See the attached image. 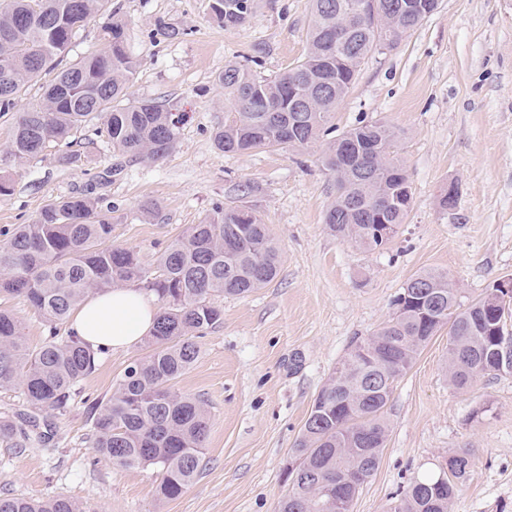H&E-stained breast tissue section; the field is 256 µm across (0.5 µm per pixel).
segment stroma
<instances>
[{"instance_id": "35a3bbf8", "label": "stroma", "mask_w": 512, "mask_h": 512, "mask_svg": "<svg viewBox=\"0 0 512 512\" xmlns=\"http://www.w3.org/2000/svg\"><path fill=\"white\" fill-rule=\"evenodd\" d=\"M112 6L138 59L130 96L178 116L176 146L156 161L123 159L88 126L74 136L81 163L60 164L48 151L17 166L5 155L13 117L0 115V173L11 187L0 195V240L97 177L115 208L113 242L144 264L215 206H245L269 224L279 274L249 296L224 298L223 324L199 338L198 359L175 385L209 411L200 472L180 497H157L159 469L113 466L88 442V406L111 396L129 363L146 354L143 342L100 356L71 411L53 418L48 444L0 445V494L65 497L88 512H275L318 391L352 342L388 321L410 277L448 272L465 305L512 277V0H442L397 45L365 60L334 112L337 131L364 117L398 135L413 202L398 236L371 252L325 226L336 182L321 145L227 154L213 142L230 117L217 75L230 62L263 78L296 64L310 0H256L236 29L211 20L208 0ZM160 19L180 37L152 38ZM451 180L459 196L445 210L440 195ZM147 202L153 212H144ZM385 418L379 467L351 512H391L411 481L438 476L463 448L473 462L450 512H512V374L454 387L448 335L439 332L395 380Z\"/></svg>"}]
</instances>
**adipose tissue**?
Masks as SVG:
<instances>
[{"instance_id": "ef3b65f1", "label": "adipose tissue", "mask_w": 512, "mask_h": 512, "mask_svg": "<svg viewBox=\"0 0 512 512\" xmlns=\"http://www.w3.org/2000/svg\"><path fill=\"white\" fill-rule=\"evenodd\" d=\"M157 315L156 306L138 287H115L92 294L76 307L70 328L93 348L118 351L149 336Z\"/></svg>"}]
</instances>
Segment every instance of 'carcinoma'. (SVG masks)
<instances>
[{"instance_id":"1","label":"carcinoma","mask_w":512,"mask_h":512,"mask_svg":"<svg viewBox=\"0 0 512 512\" xmlns=\"http://www.w3.org/2000/svg\"><path fill=\"white\" fill-rule=\"evenodd\" d=\"M409 2L311 0L307 50L293 67L264 79L234 62L216 77L232 117L215 131V146L246 153L323 142L324 164L336 179L325 224L364 251L391 242L378 225L404 223L412 191L387 123L362 118L338 134L330 118L362 62L378 50L364 34L374 18L387 12L408 31L429 18L407 11ZM208 8L220 26L239 28L254 13L255 0H209ZM96 17L103 19L102 48L69 58L80 31ZM137 68L112 0H0V113H16L10 159L20 165L63 146L58 160L76 165L82 156L69 137L93 121L100 122L96 133L125 156L167 155L178 121L155 100L130 99ZM51 72L40 101L18 109L26 85ZM345 145L353 161L347 168L339 160ZM112 230V204L88 189L47 204L0 242V294L24 298L49 326V339L32 348L23 324L0 311V389H20L28 404L26 412L0 413V443L24 448L33 434L50 439L41 414H66L79 382L96 367L97 352L69 331L59 335L58 325L90 294L144 281L162 303L149 352L126 367L106 401L92 405L90 442L117 467L159 468L158 495L173 500L196 477L208 430L205 402L175 384L199 356L196 339L223 323L218 298L268 286L277 277L280 251L269 225L243 206H216L163 250L151 273L136 251L112 242ZM392 305V317L351 346L336 364L340 371L318 392L291 450L295 470L277 512H331L326 487L347 491L374 474L387 439L384 409L393 383L442 328H448V377L455 387L499 374L493 349L498 331L512 337V306L495 314L483 296L464 307L448 273L439 270L412 276ZM452 459L458 467L449 469L447 480H413L394 512H448L471 457L462 450ZM0 512L84 510L67 498L6 494Z\"/></svg>"}]
</instances>
